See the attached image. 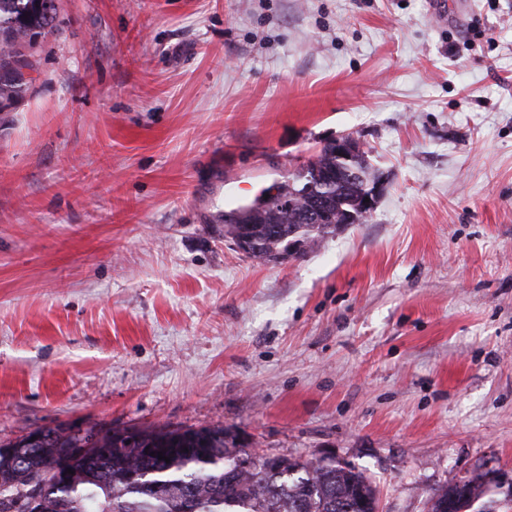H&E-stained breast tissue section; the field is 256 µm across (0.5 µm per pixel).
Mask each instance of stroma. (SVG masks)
Masks as SVG:
<instances>
[{"label": "stroma", "mask_w": 512, "mask_h": 512, "mask_svg": "<svg viewBox=\"0 0 512 512\" xmlns=\"http://www.w3.org/2000/svg\"><path fill=\"white\" fill-rule=\"evenodd\" d=\"M0 114V440L225 427L512 512V0H58ZM353 134L379 202L301 259L210 219Z\"/></svg>", "instance_id": "stroma-1"}]
</instances>
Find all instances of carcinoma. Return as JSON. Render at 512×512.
Listing matches in <instances>:
<instances>
[{
	"label": "carcinoma",
	"instance_id": "carcinoma-1",
	"mask_svg": "<svg viewBox=\"0 0 512 512\" xmlns=\"http://www.w3.org/2000/svg\"><path fill=\"white\" fill-rule=\"evenodd\" d=\"M59 30L57 0H0V112L24 100L36 69L39 39ZM375 179L366 154L343 162L323 146L307 165L272 187L273 199L257 198L230 212L236 223L218 229L236 243L249 226L261 249L251 259L278 262L288 248L307 255L336 232ZM313 198L328 203L325 224H304ZM38 440L24 434L0 441V512L32 484L42 485L40 512H376L375 489L364 472L333 460L266 456L244 449L224 427L145 430L96 428L74 432L64 426L38 427ZM73 448L85 452L75 454ZM163 453L158 459L156 453ZM252 459L239 469L236 460ZM72 473H67V470ZM484 494L481 478L433 493L428 512H462Z\"/></svg>",
	"mask_w": 512,
	"mask_h": 512
}]
</instances>
